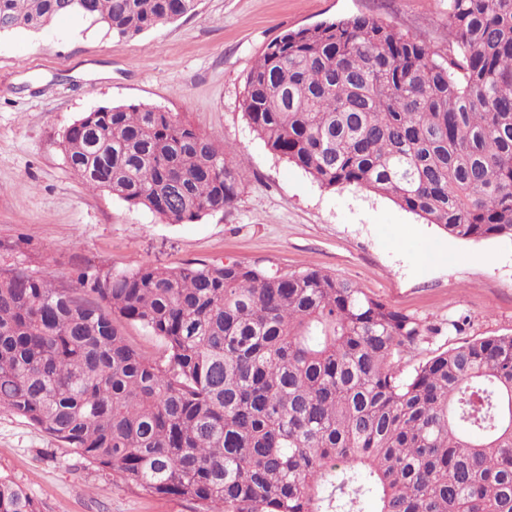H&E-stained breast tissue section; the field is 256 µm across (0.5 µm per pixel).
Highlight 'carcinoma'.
Segmentation results:
<instances>
[{"instance_id":"obj_1","label":"carcinoma","mask_w":512,"mask_h":512,"mask_svg":"<svg viewBox=\"0 0 512 512\" xmlns=\"http://www.w3.org/2000/svg\"><path fill=\"white\" fill-rule=\"evenodd\" d=\"M198 0H0V32L78 14L119 37ZM242 106L275 155L462 240H512V0H448V54L367 17L288 31ZM92 190L170 224L231 206V148L146 104L66 127ZM127 323L157 336L132 346ZM408 316L318 270L240 264L77 269L57 288L0 268V408L153 497L195 512H512V335L409 376ZM0 512H40L0 477ZM125 335L133 345L147 354L157 355L161 352L160 343L156 337L139 325H128L125 329Z\"/></svg>"}]
</instances>
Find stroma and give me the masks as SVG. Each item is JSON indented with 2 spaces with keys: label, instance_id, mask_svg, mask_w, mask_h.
Here are the masks:
<instances>
[{
  "label": "stroma",
  "instance_id": "stroma-1",
  "mask_svg": "<svg viewBox=\"0 0 512 512\" xmlns=\"http://www.w3.org/2000/svg\"><path fill=\"white\" fill-rule=\"evenodd\" d=\"M356 16L448 50V0H199L195 15L133 39L77 14L1 34L0 267L29 268L58 287L72 286L87 263L115 275L189 263L317 269L419 323L402 355L406 375L464 342L512 335L511 241L456 239L373 192L322 187L248 124L244 80L266 45ZM138 103L236 148L229 208L170 224L82 184L64 159L63 130L95 107ZM0 476L41 512H194L190 502L141 494L5 410Z\"/></svg>",
  "mask_w": 512,
  "mask_h": 512
}]
</instances>
